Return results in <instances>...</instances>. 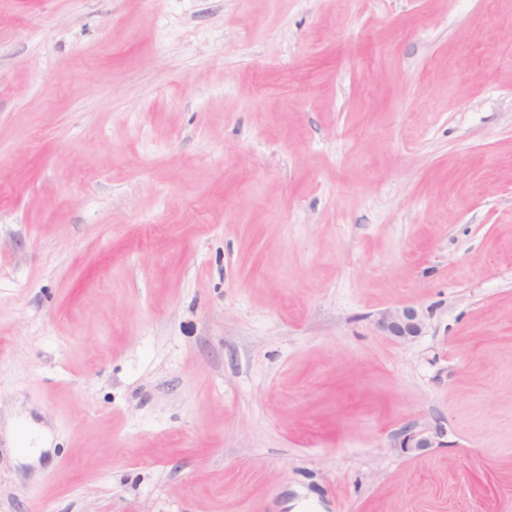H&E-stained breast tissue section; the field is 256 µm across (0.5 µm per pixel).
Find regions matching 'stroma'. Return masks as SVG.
<instances>
[{"label":"stroma","instance_id":"stroma-1","mask_svg":"<svg viewBox=\"0 0 512 512\" xmlns=\"http://www.w3.org/2000/svg\"><path fill=\"white\" fill-rule=\"evenodd\" d=\"M0 512H512V0H0ZM378 327L388 336L409 340L420 336L424 329L423 316L413 306H403L383 312Z\"/></svg>","mask_w":512,"mask_h":512}]
</instances>
